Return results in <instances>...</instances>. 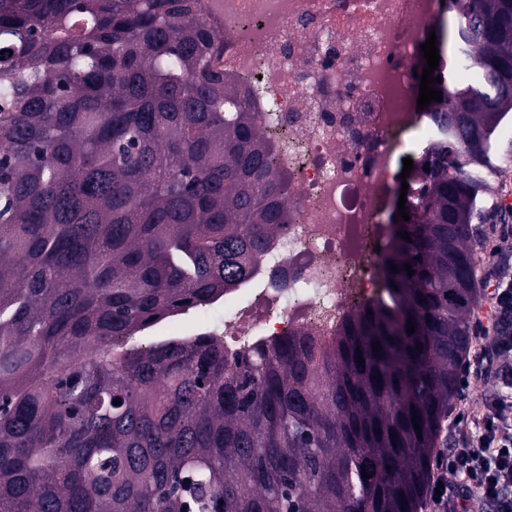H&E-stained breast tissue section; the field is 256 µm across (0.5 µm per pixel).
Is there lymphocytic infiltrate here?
<instances>
[{"instance_id": "1", "label": "lymphocytic infiltrate", "mask_w": 512, "mask_h": 512, "mask_svg": "<svg viewBox=\"0 0 512 512\" xmlns=\"http://www.w3.org/2000/svg\"><path fill=\"white\" fill-rule=\"evenodd\" d=\"M487 352L498 359L500 386L486 400L481 416H456L472 421L454 447L438 449L426 492L431 512H467L471 499L491 504L495 512H512V336L490 337Z\"/></svg>"}]
</instances>
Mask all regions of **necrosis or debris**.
Masks as SVG:
<instances>
[{
	"mask_svg": "<svg viewBox=\"0 0 512 512\" xmlns=\"http://www.w3.org/2000/svg\"><path fill=\"white\" fill-rule=\"evenodd\" d=\"M224 38L211 60L258 118L288 182L286 223L206 329L227 359L294 333L331 342L385 294L387 203L404 158L439 134L414 71L439 0H196Z\"/></svg>",
	"mask_w": 512,
	"mask_h": 512,
	"instance_id": "4bbe7bcc",
	"label": "necrosis or debris"
}]
</instances>
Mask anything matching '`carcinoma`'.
I'll return each mask as SVG.
<instances>
[{
  "instance_id": "obj_1",
  "label": "carcinoma",
  "mask_w": 512,
  "mask_h": 512,
  "mask_svg": "<svg viewBox=\"0 0 512 512\" xmlns=\"http://www.w3.org/2000/svg\"><path fill=\"white\" fill-rule=\"evenodd\" d=\"M194 2L0 0V512H418L470 345L512 0H453L437 31L443 141L407 178L386 300L234 364L208 337L115 346L247 278L285 224Z\"/></svg>"
}]
</instances>
